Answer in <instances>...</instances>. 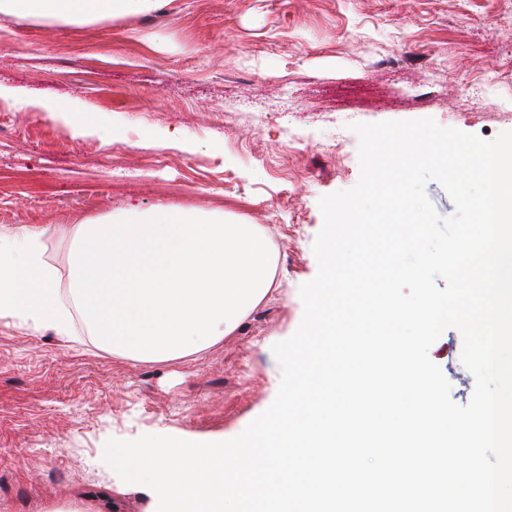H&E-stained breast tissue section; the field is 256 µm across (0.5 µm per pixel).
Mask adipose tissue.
<instances>
[{
    "label": "adipose tissue",
    "mask_w": 512,
    "mask_h": 512,
    "mask_svg": "<svg viewBox=\"0 0 512 512\" xmlns=\"http://www.w3.org/2000/svg\"><path fill=\"white\" fill-rule=\"evenodd\" d=\"M157 3L158 0H0V14L69 23L144 14Z\"/></svg>",
    "instance_id": "ef3b65f1"
}]
</instances>
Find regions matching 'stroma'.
Instances as JSON below:
<instances>
[{"label": "stroma", "mask_w": 512, "mask_h": 512, "mask_svg": "<svg viewBox=\"0 0 512 512\" xmlns=\"http://www.w3.org/2000/svg\"><path fill=\"white\" fill-rule=\"evenodd\" d=\"M343 103L360 123L512 131V0H160L85 25L0 14V225L43 228L60 275L64 227L136 208L282 231L281 294L199 354L130 360L82 328L69 344L0 319V512H157L105 463L109 439L226 441L272 404L273 347L318 272V201L360 178ZM462 348L449 328L429 350L460 405L475 387Z\"/></svg>", "instance_id": "stroma-1"}]
</instances>
